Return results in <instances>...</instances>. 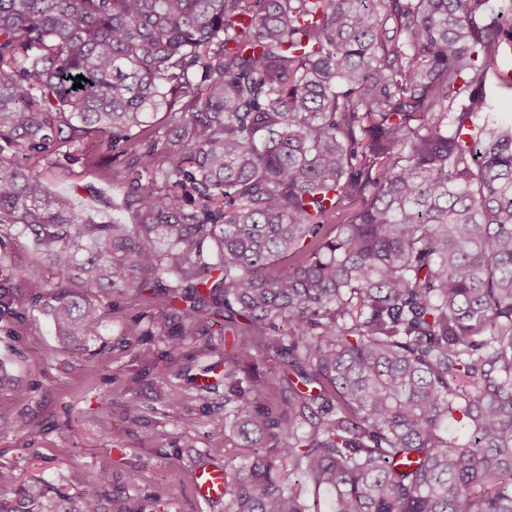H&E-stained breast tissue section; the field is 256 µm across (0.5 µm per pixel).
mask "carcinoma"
<instances>
[{
  "mask_svg": "<svg viewBox=\"0 0 512 512\" xmlns=\"http://www.w3.org/2000/svg\"><path fill=\"white\" fill-rule=\"evenodd\" d=\"M504 45L488 0H0V229L58 275L44 295L16 267L0 312L30 288L86 343L97 291L158 301L160 329L224 313V422L252 450L224 512H318L307 480L332 512H512ZM88 143L129 221L48 191ZM486 85L493 99L496 112H500L506 121L512 120V89L500 88L494 76L489 73ZM279 358L276 354L271 353L267 358H261L256 361V364L247 371L241 372L240 377H249L254 381L255 385H259L266 379L270 374L280 369Z\"/></svg>",
  "mask_w": 512,
  "mask_h": 512,
  "instance_id": "cac0c4a2",
  "label": "carcinoma"
}]
</instances>
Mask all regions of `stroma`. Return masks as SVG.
I'll list each match as a JSON object with an SVG mask.
<instances>
[{"label": "stroma", "instance_id": "35a3bbf8", "mask_svg": "<svg viewBox=\"0 0 512 512\" xmlns=\"http://www.w3.org/2000/svg\"><path fill=\"white\" fill-rule=\"evenodd\" d=\"M105 167L76 163L48 183L50 192L83 190L78 210L107 221L101 204L112 194ZM24 262L36 279L56 281L54 269L37 261L20 226L0 231V280L8 260ZM102 334L88 347L63 343L50 316L19 297L0 317V363L12 387L0 389L11 409L0 421V469L11 472L13 488L0 497L17 499V486L41 480L65 496L66 506L84 497L101 512H224L220 501L205 502L194 491L198 467H239L224 423V320L199 319L193 331L171 325L158 331L155 304L100 295ZM140 326L126 333L128 323ZM137 403V417L126 414Z\"/></svg>", "mask_w": 512, "mask_h": 512}]
</instances>
